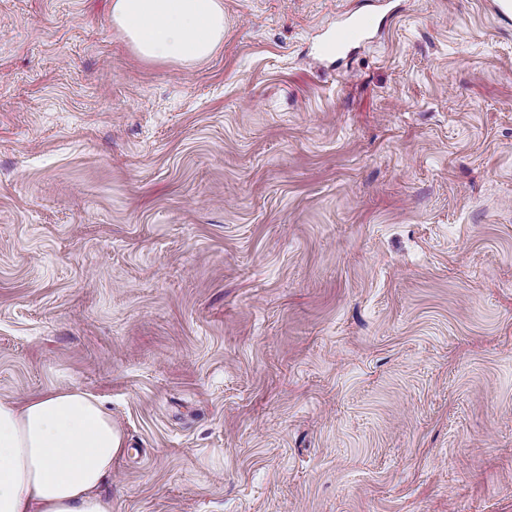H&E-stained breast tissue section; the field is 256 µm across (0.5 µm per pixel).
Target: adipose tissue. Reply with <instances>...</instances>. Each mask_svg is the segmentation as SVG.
I'll use <instances>...</instances> for the list:
<instances>
[{"label":"adipose tissue","mask_w":512,"mask_h":512,"mask_svg":"<svg viewBox=\"0 0 512 512\" xmlns=\"http://www.w3.org/2000/svg\"><path fill=\"white\" fill-rule=\"evenodd\" d=\"M112 22L145 60L192 65L224 40L223 0H112ZM125 443L77 388L0 401V512H112L97 488Z\"/></svg>","instance_id":"ef3b65f1"}]
</instances>
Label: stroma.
Here are the masks:
<instances>
[{
	"label": "stroma",
	"instance_id": "35a3bbf8",
	"mask_svg": "<svg viewBox=\"0 0 512 512\" xmlns=\"http://www.w3.org/2000/svg\"><path fill=\"white\" fill-rule=\"evenodd\" d=\"M223 2L183 66L0 0V399L101 398L112 512H512V23ZM365 36L362 22L357 18H350L337 26L328 40V50L331 53H340L350 45L360 41Z\"/></svg>",
	"mask_w": 512,
	"mask_h": 512
}]
</instances>
